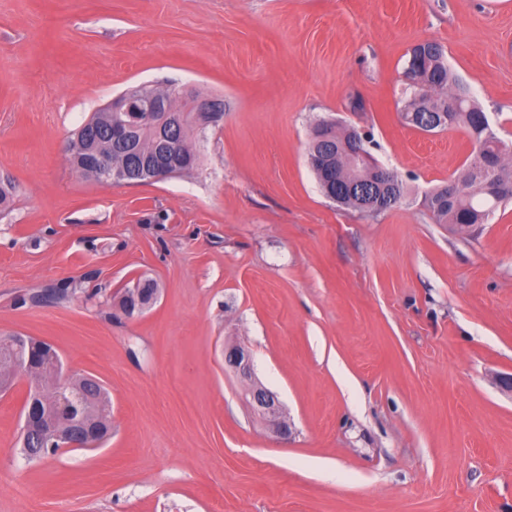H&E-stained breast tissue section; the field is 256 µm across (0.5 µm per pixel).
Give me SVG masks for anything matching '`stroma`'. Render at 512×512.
<instances>
[{"label":"stroma","mask_w":512,"mask_h":512,"mask_svg":"<svg viewBox=\"0 0 512 512\" xmlns=\"http://www.w3.org/2000/svg\"><path fill=\"white\" fill-rule=\"evenodd\" d=\"M424 41L512 146V0H0V336L112 400L102 447L29 463L24 392L0 395V512H512V201L466 233L427 210L472 144L401 118ZM166 81L224 101L194 171L72 167L94 112ZM322 119L367 134L397 205L325 197ZM141 278L161 297L125 316L112 295ZM231 344L289 438L243 401Z\"/></svg>","instance_id":"obj_1"}]
</instances>
